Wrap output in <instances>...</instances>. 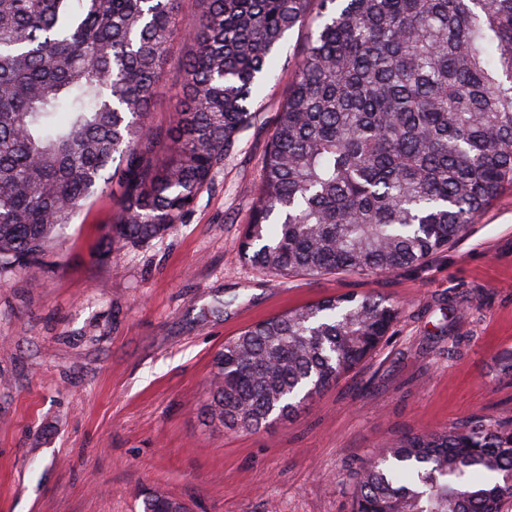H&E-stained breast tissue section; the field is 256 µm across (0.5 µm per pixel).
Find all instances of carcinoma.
Segmentation results:
<instances>
[{"label":"carcinoma","instance_id":"obj_1","mask_svg":"<svg viewBox=\"0 0 512 512\" xmlns=\"http://www.w3.org/2000/svg\"><path fill=\"white\" fill-rule=\"evenodd\" d=\"M198 1V25L181 30ZM305 23L243 259L285 277L389 275L467 236L512 188V0H0V268L35 264L116 172L103 252L171 232L254 122L286 32ZM172 61L186 82L156 129L148 114ZM402 311L353 293L245 328L213 358L206 414L230 431L293 419ZM349 478L352 512H500L512 420L405 435Z\"/></svg>","mask_w":512,"mask_h":512}]
</instances>
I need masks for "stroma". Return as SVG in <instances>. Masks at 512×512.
Returning <instances> with one entry per match:
<instances>
[{
    "label": "stroma",
    "mask_w": 512,
    "mask_h": 512,
    "mask_svg": "<svg viewBox=\"0 0 512 512\" xmlns=\"http://www.w3.org/2000/svg\"><path fill=\"white\" fill-rule=\"evenodd\" d=\"M181 224L102 254L119 186L85 206L57 249L0 270V512H142L163 493L189 512H352L347 469L406 433L512 419V190L468 236L415 271L282 277L238 243L257 197L292 64ZM185 82L164 66L149 115L169 125ZM404 307L379 348L289 422L233 432L204 414L212 358L244 327L351 291ZM224 299V314L210 311Z\"/></svg>",
    "instance_id": "35a3bbf8"
}]
</instances>
